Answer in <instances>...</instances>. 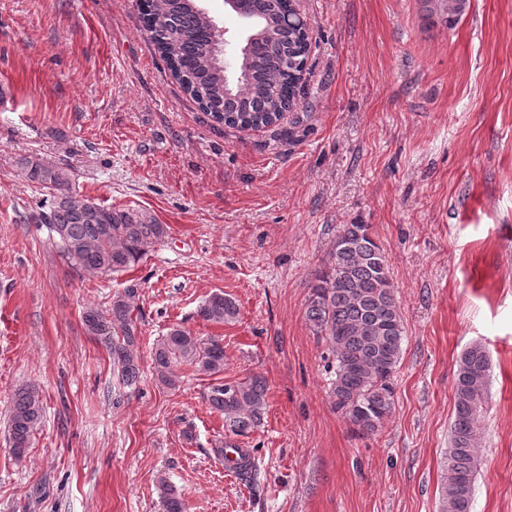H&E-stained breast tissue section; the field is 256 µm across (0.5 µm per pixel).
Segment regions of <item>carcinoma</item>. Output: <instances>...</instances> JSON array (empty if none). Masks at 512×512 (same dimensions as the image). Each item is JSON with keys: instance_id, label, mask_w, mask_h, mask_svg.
I'll list each match as a JSON object with an SVG mask.
<instances>
[{"instance_id": "cac0c4a2", "label": "carcinoma", "mask_w": 512, "mask_h": 512, "mask_svg": "<svg viewBox=\"0 0 512 512\" xmlns=\"http://www.w3.org/2000/svg\"><path fill=\"white\" fill-rule=\"evenodd\" d=\"M285 0H245L254 38L249 50L226 42L215 20L198 0H144L145 31L183 90L224 125L241 130L269 127L297 106L296 74L303 71L311 37L296 19L286 20ZM424 17L448 27L463 14L467 0H420ZM24 178L50 199L35 216L67 265L80 278L119 274L138 262L146 250L169 236V226L150 212L104 206L73 188L74 175L36 155L18 159ZM137 288L112 296L108 311L95 306L83 313L85 330L103 337L119 382L139 381V326L134 316ZM238 306L222 292L210 294L197 308L199 319L228 324ZM306 320L325 339V370L336 411L354 433L369 435L392 412L394 376L401 359L404 326L392 287L388 258L367 224H345L329 259L309 287ZM159 383H177L174 367L187 363L196 371H224V344L203 339L183 326H173L153 349ZM490 361L485 346L475 344L460 357L455 380V418L444 460L440 512H471L477 453L478 417L485 401ZM207 401L224 414V427L239 436L263 424L267 386L260 377L210 386ZM42 394L34 386L13 394L8 418L13 454L22 457L44 418ZM164 512H185L181 493L163 484Z\"/></svg>"}]
</instances>
